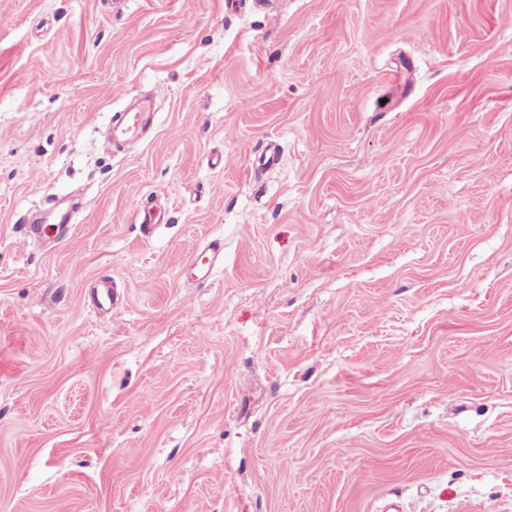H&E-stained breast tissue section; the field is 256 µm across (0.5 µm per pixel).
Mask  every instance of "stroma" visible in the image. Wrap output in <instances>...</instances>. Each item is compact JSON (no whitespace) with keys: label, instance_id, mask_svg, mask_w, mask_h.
<instances>
[{"label":"stroma","instance_id":"obj_1","mask_svg":"<svg viewBox=\"0 0 512 512\" xmlns=\"http://www.w3.org/2000/svg\"><path fill=\"white\" fill-rule=\"evenodd\" d=\"M0 512H512V0H0ZM152 112L143 106L142 112H124L118 122L112 124V135L105 140V146L115 151L127 141L138 140L151 122ZM224 261V245L217 240L209 243L200 253L195 255L193 265L197 268L198 278L205 280L212 270Z\"/></svg>","mask_w":512,"mask_h":512}]
</instances>
